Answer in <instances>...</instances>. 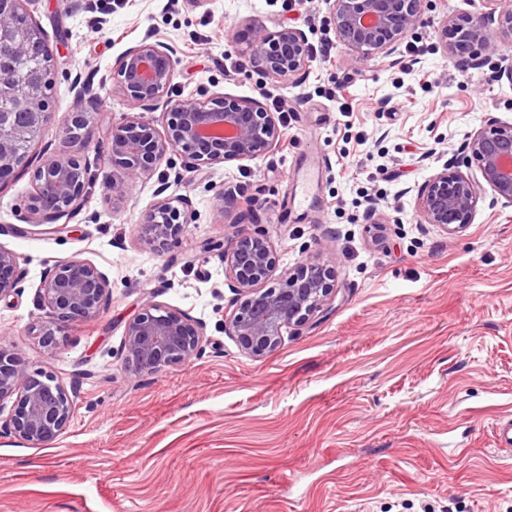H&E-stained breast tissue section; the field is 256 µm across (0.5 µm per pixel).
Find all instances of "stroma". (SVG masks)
<instances>
[{"label": "stroma", "mask_w": 512, "mask_h": 512, "mask_svg": "<svg viewBox=\"0 0 512 512\" xmlns=\"http://www.w3.org/2000/svg\"><path fill=\"white\" fill-rule=\"evenodd\" d=\"M479 0H429L409 34L420 55L355 61L335 42L325 0H31L52 59L55 119L26 171L0 188V246L20 257L0 333L28 372L75 387V411L50 446L0 437V512H512V452L494 427L512 419V207L480 205L454 236L415 220L414 187L461 159L470 134L512 119V61L499 41L474 67L438 44L445 18ZM256 20L301 28L313 57L300 83L247 71L232 43ZM147 37L179 60L173 97L257 98L288 108L286 147L187 172L170 153L124 204L108 200V129L130 107L112 92L116 59ZM105 100L78 159L93 184L67 231L27 222L35 170L66 151L75 80ZM319 166L307 209L292 205L296 167ZM184 196L193 224L161 252L139 240L158 183ZM256 198L218 210L219 194ZM265 231L280 268L317 256L336 270L327 310L260 358L222 330L235 293L221 253ZM80 257L112 283L107 310L39 338L38 291L56 262ZM202 322V353L132 377L125 326L147 301Z\"/></svg>", "instance_id": "1"}]
</instances>
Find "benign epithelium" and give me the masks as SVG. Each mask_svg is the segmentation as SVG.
I'll use <instances>...</instances> for the list:
<instances>
[{
	"instance_id": "obj_1",
	"label": "benign epithelium",
	"mask_w": 512,
	"mask_h": 512,
	"mask_svg": "<svg viewBox=\"0 0 512 512\" xmlns=\"http://www.w3.org/2000/svg\"><path fill=\"white\" fill-rule=\"evenodd\" d=\"M424 0H327L338 42L359 61L383 60L394 55L406 35L424 24ZM481 11L463 22L449 20L438 40L449 57L462 49L468 58L484 62L498 41L512 40V9L502 0H481ZM243 45L249 67L271 81L295 80L309 66L305 32L281 25L271 30L249 21L234 35ZM175 49L160 40H143L115 61L112 92L136 111L112 124L108 166L122 173L106 180L108 198L123 200L130 187L153 171L171 152H178L189 167L230 161H250L275 151L282 138L279 118L259 99L216 96H169L175 77ZM33 82L0 75L6 91L28 112L20 129L0 115V186L22 172L23 157L14 146L19 133L33 139L53 120L34 93ZM163 108L162 127L146 113ZM92 133L90 113L72 112L67 119L69 143H86ZM475 168L474 175L462 168ZM35 193L29 204V224L60 223L85 200L86 170L66 152L46 160L35 173ZM155 189L153 207L140 217V241L162 251L191 223L188 199L166 196ZM490 194L489 207L512 206V121L495 119L471 133L461 161L445 165L418 186L415 213L420 224H433L448 235L463 232ZM225 277L236 292L231 313L224 315V334L241 350L260 357L280 347L285 334L306 324L330 300L336 271L318 258H305L278 271V259L266 234L240 236L222 253ZM278 279V285L269 282ZM21 272L14 252L0 247V300L19 289ZM112 294L107 275L85 259L61 261L44 275L39 307L44 311L42 344H54L51 326L58 320L87 322L106 310ZM204 326L163 304L147 302L124 331L122 355L127 371L135 376L153 374L189 360L202 352ZM75 391L45 372L23 370L6 340H0V405L13 400L0 434L22 440L34 448L53 444L68 427L74 411Z\"/></svg>"
}]
</instances>
